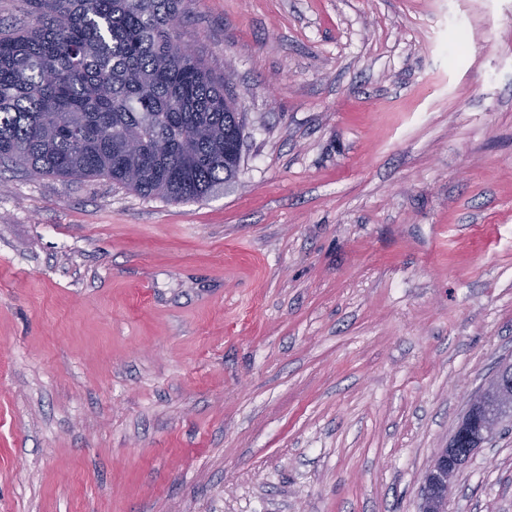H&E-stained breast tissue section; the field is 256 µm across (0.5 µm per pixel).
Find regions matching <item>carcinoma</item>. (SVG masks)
<instances>
[{
    "instance_id": "1",
    "label": "carcinoma",
    "mask_w": 512,
    "mask_h": 512,
    "mask_svg": "<svg viewBox=\"0 0 512 512\" xmlns=\"http://www.w3.org/2000/svg\"><path fill=\"white\" fill-rule=\"evenodd\" d=\"M22 3L29 21L0 26V162L175 201L235 178L242 121L181 48L182 0Z\"/></svg>"
}]
</instances>
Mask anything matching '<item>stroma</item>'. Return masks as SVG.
<instances>
[{"instance_id":"stroma-1","label":"stroma","mask_w":512,"mask_h":512,"mask_svg":"<svg viewBox=\"0 0 512 512\" xmlns=\"http://www.w3.org/2000/svg\"><path fill=\"white\" fill-rule=\"evenodd\" d=\"M182 12L235 182L0 167V512H418L512 358V0ZM448 512H512V428ZM502 364L493 376L489 385L483 391L471 396L467 403L465 416L446 448H440L435 455L429 469L422 478V508L421 512H447V500L452 488L454 476L466 464L470 456L477 448H469L467 454L460 453L456 448V437L464 433L469 427L473 416L483 410L484 397L488 393H494L502 403L512 402V362ZM508 369V374L505 369ZM444 479V485L439 492H433L432 488L436 481Z\"/></svg>"}]
</instances>
